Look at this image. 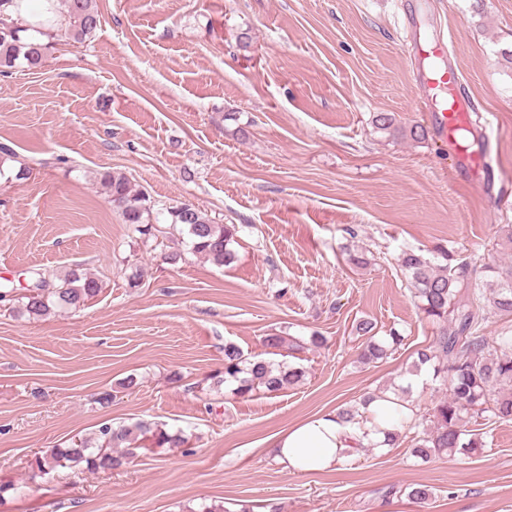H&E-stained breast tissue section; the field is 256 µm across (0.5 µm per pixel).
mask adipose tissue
<instances>
[{"label": "adipose tissue", "instance_id": "ef3b65f1", "mask_svg": "<svg viewBox=\"0 0 512 512\" xmlns=\"http://www.w3.org/2000/svg\"><path fill=\"white\" fill-rule=\"evenodd\" d=\"M415 411L412 402L385 392L361 406L351 421L320 412L270 437L276 460L289 472H332L350 464L358 446L387 452L388 433Z\"/></svg>", "mask_w": 512, "mask_h": 512}]
</instances>
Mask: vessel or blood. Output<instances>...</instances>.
<instances>
[{"label": "vessel or blood", "mask_w": 512, "mask_h": 512, "mask_svg": "<svg viewBox=\"0 0 512 512\" xmlns=\"http://www.w3.org/2000/svg\"><path fill=\"white\" fill-rule=\"evenodd\" d=\"M448 40L444 31L436 29L428 41H414L410 60L415 97L438 141L453 149L458 169L470 175L483 170L484 138L478 130L472 140L461 136L467 125L464 76L448 52Z\"/></svg>", "instance_id": "obj_1"}]
</instances>
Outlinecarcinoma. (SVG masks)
Masks as SVG:
<instances>
[{
  "mask_svg": "<svg viewBox=\"0 0 512 512\" xmlns=\"http://www.w3.org/2000/svg\"><path fill=\"white\" fill-rule=\"evenodd\" d=\"M58 16L62 23L42 29V38L34 40L26 35L23 23L0 12V75L9 74L19 60L29 69L38 68L41 57L48 56L45 39L83 42L101 23L97 0H61ZM372 123L379 131L413 140H424L428 135L421 125L408 129L395 126L389 113L374 115ZM100 181L107 201L120 210L124 222L133 225L146 241L155 237L146 196L135 190L121 172L105 171ZM169 216L171 224L187 228L193 254L217 265L232 260L229 245L235 226L217 224L189 203L170 208ZM438 255L442 258L438 264L413 250L404 252L400 259L414 287L418 309L436 326L433 344L417 351L416 368H429L433 378L448 386V396L429 416L417 415L400 423L410 431L431 422L430 428L412 438V453L423 460L474 454L484 448L483 434L467 428V417L512 421V332L503 331L492 339L483 334L487 315L512 316V264H489L479 257L454 258L446 250ZM101 288L97 277L76 269L56 281L40 275L30 293L21 297L17 312L42 317L54 310H76L93 300ZM374 329L369 320L357 325V331L367 337L360 355L364 362L386 358L402 342V335L396 330L389 332L387 342L378 341ZM302 376L301 370L285 362L250 359L235 344H224V381L238 382L241 394L258 387L275 392L297 383ZM146 439L156 448L179 447L186 442L182 434H170L147 422L133 427L104 423L96 439H84L69 448H53L37 457L35 465L44 474L82 464L88 469H118L140 455ZM404 492L417 504H425L432 497V491L423 484L409 485Z\"/></svg>",
  "mask_w": 512,
  "mask_h": 512,
  "instance_id": "cac0c4a2",
  "label": "carcinoma"
}]
</instances>
